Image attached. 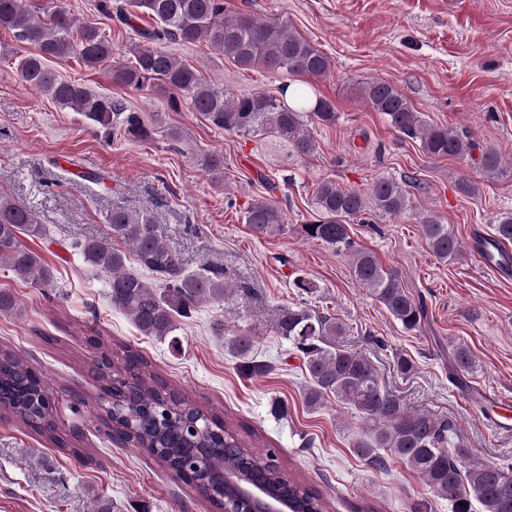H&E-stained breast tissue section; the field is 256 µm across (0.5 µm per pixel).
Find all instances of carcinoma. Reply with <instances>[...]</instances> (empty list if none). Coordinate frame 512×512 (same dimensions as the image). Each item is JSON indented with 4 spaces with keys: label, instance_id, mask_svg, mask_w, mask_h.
Wrapping results in <instances>:
<instances>
[{
    "label": "carcinoma",
    "instance_id": "1",
    "mask_svg": "<svg viewBox=\"0 0 512 512\" xmlns=\"http://www.w3.org/2000/svg\"><path fill=\"white\" fill-rule=\"evenodd\" d=\"M28 2L0 0V29L9 31L19 47L34 48L18 58V79L59 108L83 113L106 136L117 131L131 142L148 140L152 129L141 113L48 67L50 62L75 57L95 68L116 54L111 40L99 28L81 23L58 0H47L39 15ZM97 9L125 25L138 12L154 20L156 26L137 30L141 41L129 46L134 61L113 62L110 75L114 83L137 91L161 87L173 112L187 105L217 128L244 138H271L300 158L316 150L307 124H336V107L324 97L311 102L307 92L299 89L294 94L296 104L291 106L286 101L287 84L275 94L264 91L238 97L212 85L173 52L177 45L204 40L242 69L263 67L316 80L325 77L330 69L328 57L285 22L247 13L228 15L224 0H125V5L115 10L112 0H97ZM364 93L373 110L387 118L400 138L419 142L428 156L463 159L478 149L477 165L483 173L493 178L505 174L495 149H481L446 126L428 124L393 85L373 82ZM200 166L216 181L224 176L221 155L203 156ZM313 205L317 219L301 225L303 236L347 257L356 281L405 328H416L423 315L421 303L406 292L397 271L384 268L373 251L356 242L349 225L358 217L369 224L375 217L409 210L408 184L379 176L364 191L324 180L315 187ZM244 214L258 239L284 231L286 214L267 197L252 200ZM106 222L110 234L77 243L73 249L90 267L107 274L112 307L127 314L142 335L162 340L179 330V319L191 318L201 305L227 303L238 296V289L226 280L221 268L187 271L179 255L157 234L150 211L117 206ZM421 229L439 260L461 257V244L448 225L427 219ZM24 235L44 239L47 230L36 223L29 209L0 195V269L26 282L45 285L52 273L40 255L23 242ZM509 244L512 211H504L497 214L491 238L480 247H495L497 256L509 262ZM131 261L136 268L130 267ZM273 329L303 356L308 376L306 404L315 407L332 397L358 416L365 439L356 443L357 454L376 464L389 456L402 460L433 497L451 502L455 512H470L473 500L483 512H512V473L474 459L468 449L452 442L455 425L448 419L413 412L390 394L372 360L341 344L347 333L343 321L286 307ZM91 342L101 355L96 371L100 390L112 397L99 420L110 432L123 435L174 471L216 512H224V498L233 495L232 489H224L227 472L263 487L269 496L288 504L290 512H327V504L317 492L285 475L274 449L264 454L251 452L248 443L216 413L160 383L137 354L128 350L121 357L114 356L111 342L101 336ZM226 347L238 359L244 375L268 371V364L252 356V337L230 336ZM453 363L456 373L470 370L474 359L469 348L457 346ZM48 391L41 373L17 353L0 348V417L10 416L24 424L36 417L42 421L41 434L59 449L81 453L61 439L51 421L52 408L42 405Z\"/></svg>",
    "mask_w": 512,
    "mask_h": 512
}]
</instances>
